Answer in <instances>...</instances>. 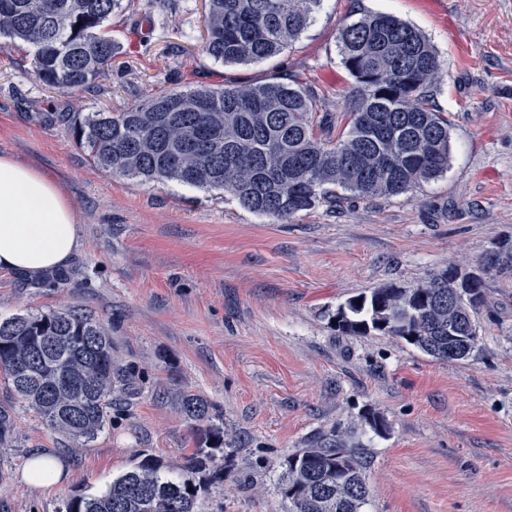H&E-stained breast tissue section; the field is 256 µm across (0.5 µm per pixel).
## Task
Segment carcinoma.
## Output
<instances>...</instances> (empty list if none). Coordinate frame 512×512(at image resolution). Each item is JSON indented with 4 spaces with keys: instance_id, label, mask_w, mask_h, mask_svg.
<instances>
[{
    "instance_id": "obj_1",
    "label": "carcinoma",
    "mask_w": 512,
    "mask_h": 512,
    "mask_svg": "<svg viewBox=\"0 0 512 512\" xmlns=\"http://www.w3.org/2000/svg\"><path fill=\"white\" fill-rule=\"evenodd\" d=\"M323 0H208L204 52L224 65L284 53L315 21ZM122 0H0V38L33 52L34 75L57 91L93 92L118 44L102 35ZM352 79L346 127L317 116L314 94L278 73L224 88L197 86L153 95L123 112L70 119L72 133L100 171L140 182L176 181L232 196L245 209L287 222L345 196L392 198L448 172V119L431 108L441 64L429 40L384 13L363 14L338 35ZM481 275L450 265L410 287L388 284L336 309L347 336H392L442 361L448 331L476 328L486 278L512 275V247L479 259ZM362 303H356V300ZM0 375L53 432L85 445L112 409V337L99 320L68 310L0 320ZM187 419L211 445L178 470L145 455L99 495L70 498L65 512H199L224 481L209 471L224 442L206 401L187 395ZM365 462L336 428L284 461L277 491L286 512H364Z\"/></svg>"
}]
</instances>
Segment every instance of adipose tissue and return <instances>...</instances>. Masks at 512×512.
Returning a JSON list of instances; mask_svg holds the SVG:
<instances>
[{
    "label": "adipose tissue",
    "instance_id": "obj_1",
    "mask_svg": "<svg viewBox=\"0 0 512 512\" xmlns=\"http://www.w3.org/2000/svg\"><path fill=\"white\" fill-rule=\"evenodd\" d=\"M79 225L52 174L0 154V270L50 277L78 249Z\"/></svg>",
    "mask_w": 512,
    "mask_h": 512
}]
</instances>
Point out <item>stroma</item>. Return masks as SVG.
<instances>
[{
  "mask_svg": "<svg viewBox=\"0 0 512 512\" xmlns=\"http://www.w3.org/2000/svg\"><path fill=\"white\" fill-rule=\"evenodd\" d=\"M145 1L123 0L107 22L121 52L96 92L47 89L29 48L0 46V153L53 174L81 224L79 249L48 280L0 271V319L91 315L111 331L117 372L110 421L87 448L50 431L0 380V410L13 419L0 440V512H62L143 453L178 467L197 446L181 411L188 394L224 430L214 461L224 480L201 512H286L276 489L285 458L335 428L366 460V512H512V278L488 280L479 348L462 361L333 325L353 296L451 263L471 270L512 242V0H324L288 51L227 66L203 51L207 0ZM368 11L419 28L441 63L432 104L448 119L450 167L406 194L278 223L215 191L105 174L70 130L73 114L274 71L343 117L352 79L338 33ZM368 411L386 419L385 435L364 423ZM40 454L63 463L60 480H28Z\"/></svg>",
  "mask_w": 512,
  "mask_h": 512,
  "instance_id": "obj_1",
  "label": "stroma"
}]
</instances>
